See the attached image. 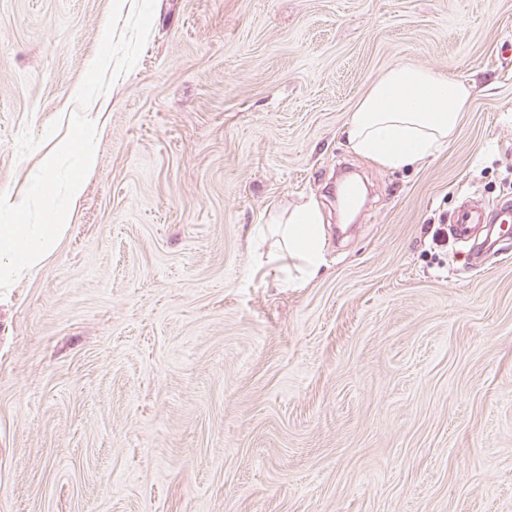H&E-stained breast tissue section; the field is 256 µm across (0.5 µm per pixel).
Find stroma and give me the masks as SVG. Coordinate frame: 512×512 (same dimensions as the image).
Masks as SVG:
<instances>
[{
    "instance_id": "stroma-1",
    "label": "stroma",
    "mask_w": 512,
    "mask_h": 512,
    "mask_svg": "<svg viewBox=\"0 0 512 512\" xmlns=\"http://www.w3.org/2000/svg\"><path fill=\"white\" fill-rule=\"evenodd\" d=\"M113 0H0V192L67 138ZM472 83L389 170L346 118L390 67ZM69 228L0 295V512H512V0H155L90 106ZM316 201L324 267L255 265ZM512 223V208L510 205L501 206L491 219H487L485 209L478 206H468L459 210L453 222L454 234L458 239L467 240L472 236L477 224H497L500 234L502 224Z\"/></svg>"
}]
</instances>
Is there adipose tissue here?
<instances>
[{
	"label": "adipose tissue",
	"mask_w": 512,
	"mask_h": 512,
	"mask_svg": "<svg viewBox=\"0 0 512 512\" xmlns=\"http://www.w3.org/2000/svg\"><path fill=\"white\" fill-rule=\"evenodd\" d=\"M471 94V84L463 80L394 66L349 112V149L390 170L432 158L447 146ZM323 222L319 205L310 200L258 225L260 239L272 240L273 245L258 253L257 265L290 276L295 287L314 279L324 263Z\"/></svg>",
	"instance_id": "ef3b65f1"
}]
</instances>
